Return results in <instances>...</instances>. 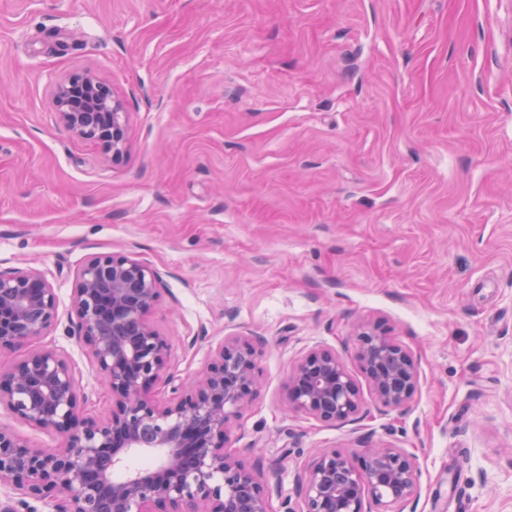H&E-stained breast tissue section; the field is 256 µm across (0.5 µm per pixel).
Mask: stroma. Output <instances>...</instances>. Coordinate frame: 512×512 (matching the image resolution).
Returning a JSON list of instances; mask_svg holds the SVG:
<instances>
[{
  "label": "stroma",
  "instance_id": "stroma-1",
  "mask_svg": "<svg viewBox=\"0 0 512 512\" xmlns=\"http://www.w3.org/2000/svg\"><path fill=\"white\" fill-rule=\"evenodd\" d=\"M82 71L130 114L119 160L54 118ZM94 254L161 272L150 318L176 381L225 337L255 341L232 450L270 512L298 508L315 449L379 445L419 466L389 512H512V0H0V269L53 285L38 344L100 418L112 399L70 318ZM377 320L417 362L397 410L350 339ZM315 348L343 357L363 420L289 409Z\"/></svg>",
  "mask_w": 512,
  "mask_h": 512
}]
</instances>
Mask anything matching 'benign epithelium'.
I'll return each mask as SVG.
<instances>
[{
  "label": "benign epithelium",
  "instance_id": "benign-epithelium-1",
  "mask_svg": "<svg viewBox=\"0 0 512 512\" xmlns=\"http://www.w3.org/2000/svg\"><path fill=\"white\" fill-rule=\"evenodd\" d=\"M53 107L75 136L100 142L114 159L128 152L129 112L98 74L58 81ZM161 280L158 270L122 254L92 255L76 275L75 335L112 398L107 416H86L87 398L61 352L34 347L0 366V408L63 444L47 451L0 426L1 487L33 500L53 493L56 512H270L259 476L228 449L233 423L258 391L257 351L228 336L189 384L172 385L168 338L149 318ZM58 317L42 272L0 270V356L45 335ZM357 340L355 358L376 403L405 406L417 383L412 353L377 325L361 327ZM287 403L330 425L366 414L344 359L328 349L297 361ZM145 452L158 456L156 466L113 477L130 455ZM418 473L416 458L401 448H322L296 477L298 512H373V505L415 500Z\"/></svg>",
  "mask_w": 512,
  "mask_h": 512
}]
</instances>
